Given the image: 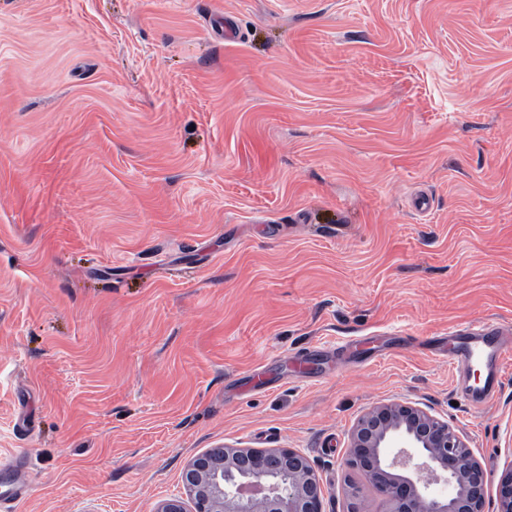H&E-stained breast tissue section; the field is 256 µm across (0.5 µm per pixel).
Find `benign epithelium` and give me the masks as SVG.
I'll use <instances>...</instances> for the list:
<instances>
[{
    "instance_id": "benign-epithelium-1",
    "label": "benign epithelium",
    "mask_w": 512,
    "mask_h": 512,
    "mask_svg": "<svg viewBox=\"0 0 512 512\" xmlns=\"http://www.w3.org/2000/svg\"><path fill=\"white\" fill-rule=\"evenodd\" d=\"M345 462L361 470L389 512H485L490 479L464 439L406 401L380 403L359 417ZM194 510L180 497L153 512H325V491L296 448L222 444L194 456L182 474ZM499 512H512V467L498 482Z\"/></svg>"
}]
</instances>
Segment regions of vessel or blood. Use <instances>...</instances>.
<instances>
[{"instance_id": "b4317fda", "label": "vessel or blood", "mask_w": 512, "mask_h": 512, "mask_svg": "<svg viewBox=\"0 0 512 512\" xmlns=\"http://www.w3.org/2000/svg\"><path fill=\"white\" fill-rule=\"evenodd\" d=\"M503 336L504 332L500 326L481 323L456 339L453 362L463 365L479 362L485 370L482 383L468 389L474 402L491 401L500 387Z\"/></svg>"}]
</instances>
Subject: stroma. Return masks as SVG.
I'll return each instance as SVG.
<instances>
[{"mask_svg":"<svg viewBox=\"0 0 512 512\" xmlns=\"http://www.w3.org/2000/svg\"><path fill=\"white\" fill-rule=\"evenodd\" d=\"M512 337V0H0V458L15 512H152L220 444L327 512L402 399L512 465L452 336ZM22 468V462L9 465L3 469L0 467V473L2 472L4 478L12 479L16 484L14 496L10 498L8 502H0V509L5 510V512L14 511V505L27 495V490L25 489L24 483L21 482L18 478L19 474L22 472Z\"/></svg>","mask_w":512,"mask_h":512,"instance_id":"1","label":"stroma"}]
</instances>
